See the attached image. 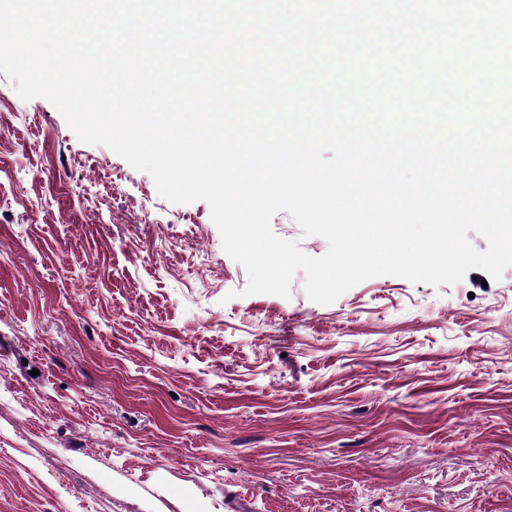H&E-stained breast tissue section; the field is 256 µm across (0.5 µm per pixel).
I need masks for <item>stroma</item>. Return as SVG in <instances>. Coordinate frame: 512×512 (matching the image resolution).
Returning a JSON list of instances; mask_svg holds the SVG:
<instances>
[{
	"label": "stroma",
	"mask_w": 512,
	"mask_h": 512,
	"mask_svg": "<svg viewBox=\"0 0 512 512\" xmlns=\"http://www.w3.org/2000/svg\"><path fill=\"white\" fill-rule=\"evenodd\" d=\"M247 282L0 73V512H512V267Z\"/></svg>",
	"instance_id": "obj_1"
}]
</instances>
